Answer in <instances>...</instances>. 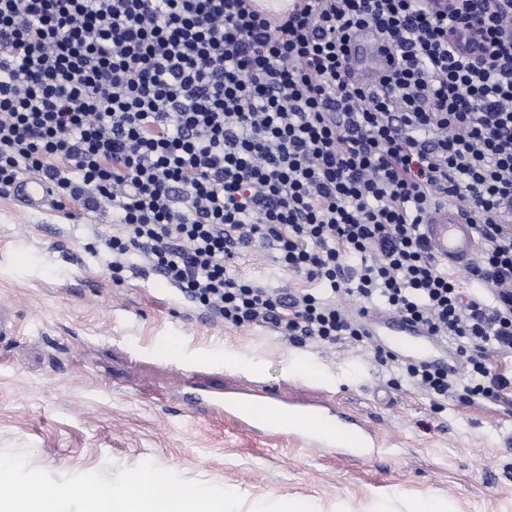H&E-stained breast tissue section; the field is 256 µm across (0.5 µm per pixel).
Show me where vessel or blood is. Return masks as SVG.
<instances>
[{"mask_svg":"<svg viewBox=\"0 0 512 512\" xmlns=\"http://www.w3.org/2000/svg\"><path fill=\"white\" fill-rule=\"evenodd\" d=\"M355 77L375 79L377 73L387 68L389 53L386 47L377 42L370 33L358 34L353 40ZM14 193L19 201L29 207H37L48 201L50 188L38 178H27L18 183ZM424 233L435 258L448 266L458 267L471 262L479 248L480 241L474 224L455 206L445 202L436 204L424 220ZM393 339L392 351L421 359L444 362L443 349L425 332L410 323L397 319L386 325ZM276 398L255 396L248 390L225 397L224 411L234 416L243 426L256 430L270 428V421L263 416L266 408H278ZM301 415L316 417L334 423L352 434L356 439L355 451L374 447V436L360 421L337 414L323 403H307L300 409Z\"/></svg>","mask_w":512,"mask_h":512,"instance_id":"b4317fda","label":"vessel or blood"}]
</instances>
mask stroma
Listing matches in <instances>:
<instances>
[{"label": "stroma", "instance_id": "35a3bbf8", "mask_svg": "<svg viewBox=\"0 0 512 512\" xmlns=\"http://www.w3.org/2000/svg\"><path fill=\"white\" fill-rule=\"evenodd\" d=\"M112 212L73 204L34 210L0 196V461L34 492L137 484L152 466L172 488L241 492L247 503H312L317 512H389L433 497L447 512H512V400H433L379 362L374 343L290 344L271 329L235 327L189 302L144 262L114 282L99 254ZM242 276L284 292L301 277L271 250L244 249ZM286 401L316 399L360 420L375 452L348 458L294 432L237 426L205 400L246 382Z\"/></svg>", "mask_w": 512, "mask_h": 512}]
</instances>
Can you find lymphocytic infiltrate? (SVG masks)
I'll return each mask as SVG.
<instances>
[{
    "label": "lymphocytic infiltrate",
    "mask_w": 512,
    "mask_h": 512,
    "mask_svg": "<svg viewBox=\"0 0 512 512\" xmlns=\"http://www.w3.org/2000/svg\"><path fill=\"white\" fill-rule=\"evenodd\" d=\"M251 2L0 0V194L34 176L111 208L113 272L139 257L225 323L331 344L386 312L451 347L466 381L382 362L435 398H507L512 0H302L275 21ZM364 30L390 52L378 90L351 73ZM442 201L478 230L467 267L423 235ZM252 242L305 288L236 274Z\"/></svg>",
    "instance_id": "lymphocytic-infiltrate-1"
}]
</instances>
